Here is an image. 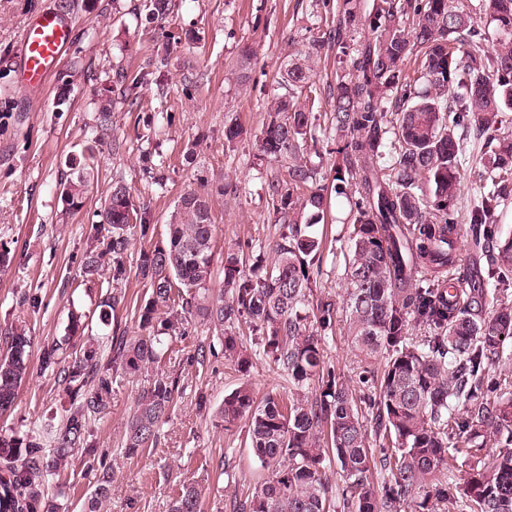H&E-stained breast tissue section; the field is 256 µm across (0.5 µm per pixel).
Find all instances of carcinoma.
Listing matches in <instances>:
<instances>
[{
  "label": "carcinoma",
  "instance_id": "carcinoma-1",
  "mask_svg": "<svg viewBox=\"0 0 512 512\" xmlns=\"http://www.w3.org/2000/svg\"><path fill=\"white\" fill-rule=\"evenodd\" d=\"M173 0H145L149 19L167 16ZM336 52V75L322 95L312 61ZM419 61L410 72V60ZM284 93L267 104L256 136L261 160L277 164L264 181L281 226L273 261L232 252L218 289L213 282L212 197L184 193L166 238L142 250L136 274L151 289L139 311L147 334L111 345V362L134 375L165 354L151 332L166 314L174 332L199 317L219 329L224 357L249 363L246 320L274 366L287 374L288 401L257 400L244 382L224 396V427L245 419L249 445L268 471L262 487L234 512H512V374L499 369L512 345V235L497 236L498 210L512 194V0H337L326 32L307 42L280 74ZM327 120L322 129L319 119ZM112 124V97L99 99L98 127ZM340 148L331 172L336 195L352 207V230L341 243L342 312L350 351L363 364L361 388L325 370L322 338L337 310L314 299L320 287L325 187L312 157L320 136ZM480 145L474 173L486 191L462 212L468 140ZM87 170L64 184L69 213L83 206ZM137 213L128 187L113 182L104 203L107 228L96 227L103 251L90 252L83 278L96 280L112 255V280L125 275L128 230ZM489 279L458 271L461 225ZM31 336L0 330V413L15 404L29 375ZM62 345L44 349L40 371L67 386L66 422L37 440L0 436V512H37L49 476L84 443L90 416L101 413L112 375L86 349L66 364ZM380 360L379 370L371 369ZM180 390L179 379L158 378L143 393L127 424L125 452L156 444L159 425ZM498 452L492 453L490 447ZM464 476L447 477L457 456ZM338 475L340 483L332 484ZM171 512H200V492L183 487Z\"/></svg>",
  "mask_w": 512,
  "mask_h": 512
}]
</instances>
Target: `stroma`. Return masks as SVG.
Instances as JSON below:
<instances>
[{"label": "stroma", "instance_id": "stroma-1", "mask_svg": "<svg viewBox=\"0 0 512 512\" xmlns=\"http://www.w3.org/2000/svg\"><path fill=\"white\" fill-rule=\"evenodd\" d=\"M325 0H175L165 18L147 20L144 0H71L75 33L57 72L41 94L17 81L18 43L30 17L60 0H0V328L26 325L34 339L32 371L0 434L35 436L62 425L71 407L64 385L39 371L44 346L63 341L72 312L91 318L93 335H139V309L148 288L136 274L141 249L160 242L181 194L206 187L218 225L214 272L222 274L228 248L272 242L276 217L262 184L275 164L258 165L254 135L263 106L279 92L281 66L319 35ZM249 72H241L244 51ZM139 77L138 108H129L117 74ZM111 90L112 127L99 134L98 96ZM237 120L244 134L224 143V124ZM91 150L84 205L65 216L61 190L72 162ZM123 181L146 226L129 231L126 274L112 278L104 260L98 283H83L82 261L95 244L92 226L114 181ZM237 187L219 195L224 183ZM121 302L108 323L99 320L104 282ZM161 364L137 376L117 370L106 408L89 423L88 450L76 451L50 480L37 512H88L103 473L114 472L98 512H169L174 492L198 487L202 512H232L267 476L246 439L248 425L224 426L217 411L240 382L258 396L283 395L288 380L264 355L247 372L224 359L216 333L192 322L168 336ZM180 378V393L164 417L158 440L139 454L124 453L125 426L139 395L161 376Z\"/></svg>", "mask_w": 512, "mask_h": 512}]
</instances>
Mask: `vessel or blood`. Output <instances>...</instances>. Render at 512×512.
I'll return each mask as SVG.
<instances>
[{"label":"vessel or blood","mask_w":512,"mask_h":512,"mask_svg":"<svg viewBox=\"0 0 512 512\" xmlns=\"http://www.w3.org/2000/svg\"><path fill=\"white\" fill-rule=\"evenodd\" d=\"M72 38L71 18L52 9L34 14L19 41V70L23 85L43 88L60 64Z\"/></svg>","instance_id":"b4317fda"}]
</instances>
